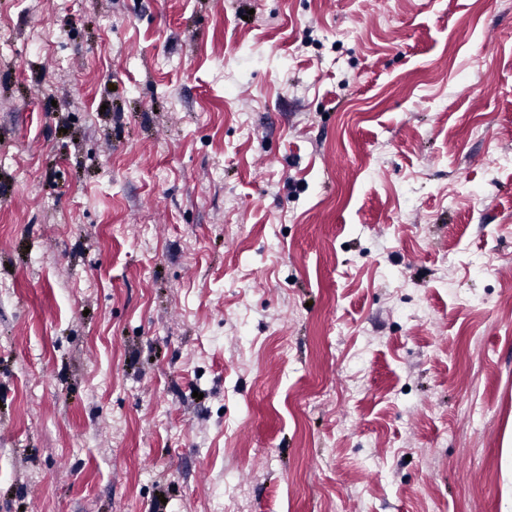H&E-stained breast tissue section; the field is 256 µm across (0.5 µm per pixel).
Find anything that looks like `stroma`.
Instances as JSON below:
<instances>
[{
    "label": "stroma",
    "instance_id": "1",
    "mask_svg": "<svg viewBox=\"0 0 512 512\" xmlns=\"http://www.w3.org/2000/svg\"><path fill=\"white\" fill-rule=\"evenodd\" d=\"M0 29V512H503L512 0Z\"/></svg>",
    "mask_w": 512,
    "mask_h": 512
}]
</instances>
